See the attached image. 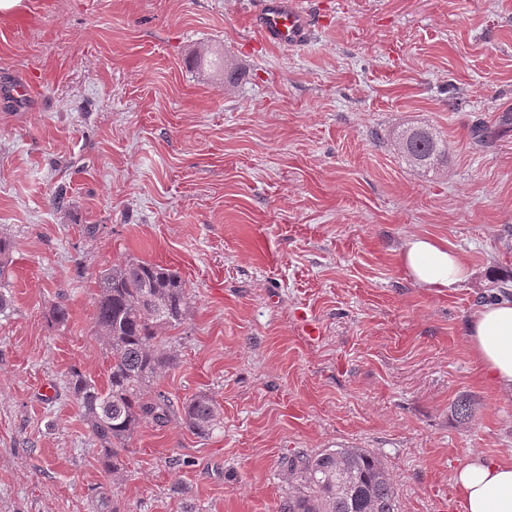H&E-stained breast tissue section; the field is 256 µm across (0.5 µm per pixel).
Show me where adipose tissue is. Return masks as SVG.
Listing matches in <instances>:
<instances>
[{"mask_svg": "<svg viewBox=\"0 0 512 512\" xmlns=\"http://www.w3.org/2000/svg\"><path fill=\"white\" fill-rule=\"evenodd\" d=\"M415 285L445 293L469 276L466 258L444 240L410 237L397 254ZM470 350L485 380L512 392V298L480 306L467 322ZM465 512H512V460L474 456L454 476Z\"/></svg>", "mask_w": 512, "mask_h": 512, "instance_id": "obj_1", "label": "adipose tissue"}]
</instances>
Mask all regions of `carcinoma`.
Wrapping results in <instances>:
<instances>
[{"mask_svg":"<svg viewBox=\"0 0 512 512\" xmlns=\"http://www.w3.org/2000/svg\"><path fill=\"white\" fill-rule=\"evenodd\" d=\"M392 145L410 166L430 172L448 153V143L429 127H404ZM12 241L0 236V312L11 304L8 291ZM93 323L112 355L107 386L102 388L77 368L69 371L66 390L76 401L89 434L99 443V463L118 474L119 455L145 423L162 426L180 416L197 436L219 424L216 402L199 394L177 403L167 393L150 391L175 363L166 349L169 332L186 320L184 283L157 264L130 260L98 272ZM295 490L279 512H397L395 482L384 464L362 448H338L288 460Z\"/></svg>","mask_w":512,"mask_h":512,"instance_id":"cac0c4a2","label":"carcinoma"}]
</instances>
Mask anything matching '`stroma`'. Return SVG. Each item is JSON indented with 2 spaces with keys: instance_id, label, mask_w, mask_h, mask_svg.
Wrapping results in <instances>:
<instances>
[{
  "instance_id": "stroma-1",
  "label": "stroma",
  "mask_w": 512,
  "mask_h": 512,
  "mask_svg": "<svg viewBox=\"0 0 512 512\" xmlns=\"http://www.w3.org/2000/svg\"><path fill=\"white\" fill-rule=\"evenodd\" d=\"M24 7L0 32V512H279L289 457L337 448L381 459L399 512H464L456 469L512 457V394L465 336L512 274V0H316L296 49L261 40L252 0ZM412 125L447 140L439 172L393 149ZM413 235L462 251L468 280L414 285L395 261ZM130 258L188 294L157 389L208 394L221 424H143L113 477L64 381L105 385L95 277ZM13 248L12 241L6 236H0V312L6 310L11 304V295L7 289L9 274V256ZM6 280V281H5Z\"/></svg>"
}]
</instances>
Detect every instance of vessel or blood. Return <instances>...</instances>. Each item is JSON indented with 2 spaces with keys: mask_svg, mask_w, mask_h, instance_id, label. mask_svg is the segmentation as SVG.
Wrapping results in <instances>:
<instances>
[{
  "mask_svg": "<svg viewBox=\"0 0 512 512\" xmlns=\"http://www.w3.org/2000/svg\"><path fill=\"white\" fill-rule=\"evenodd\" d=\"M255 24L263 39L283 48H299L310 43L317 21L304 0H258Z\"/></svg>",
  "mask_w": 512,
  "mask_h": 512,
  "instance_id": "b4317fda",
  "label": "vessel or blood"
}]
</instances>
